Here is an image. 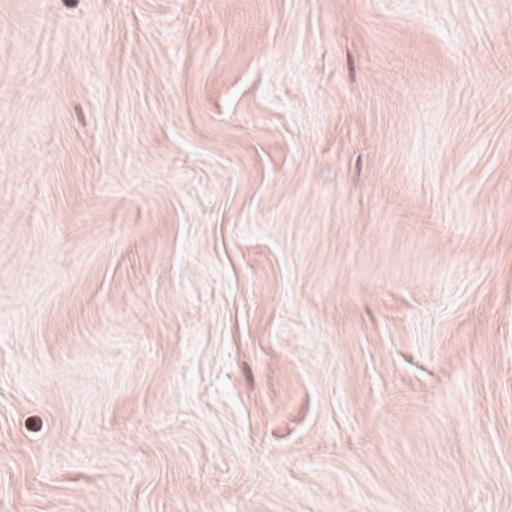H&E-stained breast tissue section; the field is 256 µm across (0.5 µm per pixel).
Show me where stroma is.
<instances>
[{"instance_id":"stroma-1","label":"stroma","mask_w":512,"mask_h":512,"mask_svg":"<svg viewBox=\"0 0 512 512\" xmlns=\"http://www.w3.org/2000/svg\"><path fill=\"white\" fill-rule=\"evenodd\" d=\"M0 512H512V0H0Z\"/></svg>"}]
</instances>
